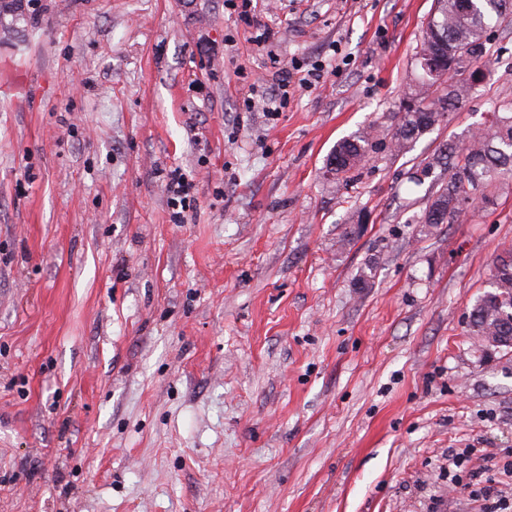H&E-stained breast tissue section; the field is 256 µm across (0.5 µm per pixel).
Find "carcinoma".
<instances>
[{
	"label": "carcinoma",
	"mask_w": 512,
	"mask_h": 512,
	"mask_svg": "<svg viewBox=\"0 0 512 512\" xmlns=\"http://www.w3.org/2000/svg\"><path fill=\"white\" fill-rule=\"evenodd\" d=\"M435 20L427 23L416 54L439 56L442 66L437 74H419L409 85L394 113V123L387 133L378 134L369 125L339 141L328 162H336V176L355 170L376 147L396 155L406 153L421 136L444 122L449 108L466 101L483 78L477 66L488 56L492 29L512 24V0H434ZM461 46L471 49L470 63L475 65L476 81H450L443 97H436V84L447 75ZM445 175L439 184L431 185L428 204L419 218L423 230L430 233L438 224L430 214L440 209L448 215L447 224L462 219L463 203L472 193L478 194L483 207L495 204L497 193L512 189V98L502 97L491 107V120L463 140H448L441 144L420 170L418 183L434 170ZM362 217L355 211L349 216L338 246L343 248L360 235L356 226ZM470 335L478 343L487 336H512V251L499 256L493 263L488 289L480 294L469 317Z\"/></svg>",
	"instance_id": "cac0c4a2"
}]
</instances>
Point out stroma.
Masks as SVG:
<instances>
[{
  "mask_svg": "<svg viewBox=\"0 0 512 512\" xmlns=\"http://www.w3.org/2000/svg\"><path fill=\"white\" fill-rule=\"evenodd\" d=\"M23 4L0 30V512H484L457 453L511 500L512 352L467 324L512 191L427 234L413 176L512 96V28L449 121L345 181L327 157L390 128L433 0H257L281 60L325 67L274 113L227 0Z\"/></svg>",
  "mask_w": 512,
  "mask_h": 512,
  "instance_id": "stroma-1",
  "label": "stroma"
}]
</instances>
